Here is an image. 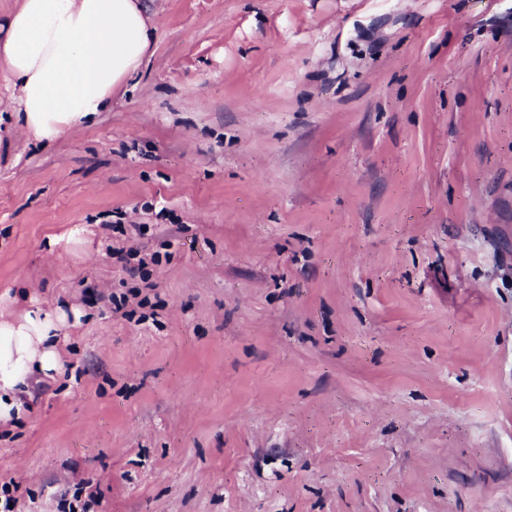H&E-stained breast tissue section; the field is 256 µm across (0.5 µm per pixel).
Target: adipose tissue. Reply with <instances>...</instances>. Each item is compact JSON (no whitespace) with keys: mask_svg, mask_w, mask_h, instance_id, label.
Returning <instances> with one entry per match:
<instances>
[{"mask_svg":"<svg viewBox=\"0 0 512 512\" xmlns=\"http://www.w3.org/2000/svg\"><path fill=\"white\" fill-rule=\"evenodd\" d=\"M155 29L146 0H21L0 22V72L18 92L16 121L49 144L111 103L136 75ZM61 308L0 313V424L20 416L23 386L60 367Z\"/></svg>","mask_w":512,"mask_h":512,"instance_id":"ef3b65f1","label":"adipose tissue"}]
</instances>
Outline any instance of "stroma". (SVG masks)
Instances as JSON below:
<instances>
[{"instance_id": "1", "label": "stroma", "mask_w": 512, "mask_h": 512, "mask_svg": "<svg viewBox=\"0 0 512 512\" xmlns=\"http://www.w3.org/2000/svg\"><path fill=\"white\" fill-rule=\"evenodd\" d=\"M149 7L139 73L49 145L0 74V294L79 313L0 493L512 512V0Z\"/></svg>"}]
</instances>
